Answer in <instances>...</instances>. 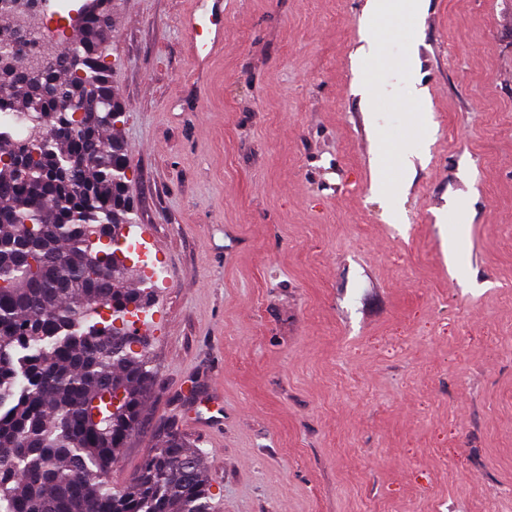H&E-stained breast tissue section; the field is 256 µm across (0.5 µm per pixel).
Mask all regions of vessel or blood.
Returning a JSON list of instances; mask_svg holds the SVG:
<instances>
[{"instance_id":"1","label":"vessel or blood","mask_w":512,"mask_h":512,"mask_svg":"<svg viewBox=\"0 0 512 512\" xmlns=\"http://www.w3.org/2000/svg\"><path fill=\"white\" fill-rule=\"evenodd\" d=\"M182 27L191 39L196 69L204 71L210 52L224 44V0H195Z\"/></svg>"}]
</instances>
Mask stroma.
<instances>
[{"mask_svg": "<svg viewBox=\"0 0 512 512\" xmlns=\"http://www.w3.org/2000/svg\"><path fill=\"white\" fill-rule=\"evenodd\" d=\"M366 4L224 0L199 83L194 0H116L126 239L169 282L140 284L155 389L113 485L174 428L216 512H512V0ZM421 0H368L366 16L372 19L383 18L384 15L395 13L397 9L407 10L415 15Z\"/></svg>", "mask_w": 512, "mask_h": 512, "instance_id": "1", "label": "stroma"}]
</instances>
